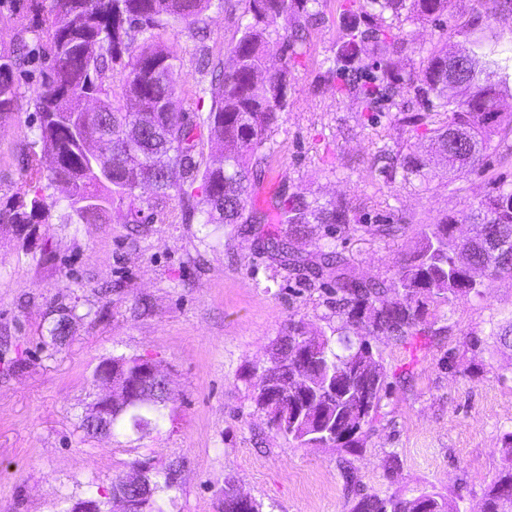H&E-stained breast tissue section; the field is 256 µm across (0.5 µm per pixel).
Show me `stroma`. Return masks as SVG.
<instances>
[{
    "label": "stroma",
    "mask_w": 512,
    "mask_h": 512,
    "mask_svg": "<svg viewBox=\"0 0 512 512\" xmlns=\"http://www.w3.org/2000/svg\"><path fill=\"white\" fill-rule=\"evenodd\" d=\"M344 4L323 0L249 207L272 210L294 185L323 199L345 197L370 222L407 211L427 224L468 210L494 180L512 181V166L491 150L482 165L450 183L436 179L426 192L381 172L378 155H421L429 141L403 127L397 112H358L328 82L325 62L338 48ZM483 10L482 0H454L443 23L405 32L425 49L453 45L458 28ZM237 25V16L214 7L205 14V43L181 25L160 32L178 53L185 110L196 108L201 46L211 59H226ZM31 123L27 109L0 119V205L20 180L21 149L35 138ZM138 194L152 205L153 222L128 223L120 208L108 224H71L60 204L28 239L0 232V512H65L70 500L109 487L138 460L176 470L166 512H224L228 479L263 512H347L345 460L366 491L407 497L426 490L460 498L462 512H481L512 432V349L488 337L491 319L512 308L511 279L492 282L484 299L440 306L443 335L371 337L390 386L362 448L300 447L255 412L245 380L289 321L329 327L326 291L262 252L263 241L285 235L287 225L186 224L176 194ZM326 244L359 276L389 280L410 238L318 225L294 247L306 254ZM65 305L77 317L57 345L47 328ZM475 336L482 343L474 348ZM114 355L153 359L173 398L158 429L89 438L80 420L97 392L94 370ZM390 452L401 460L391 474L382 467Z\"/></svg>",
    "instance_id": "stroma-1"
}]
</instances>
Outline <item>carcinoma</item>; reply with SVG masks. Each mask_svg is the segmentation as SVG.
I'll return each mask as SVG.
<instances>
[{
	"mask_svg": "<svg viewBox=\"0 0 512 512\" xmlns=\"http://www.w3.org/2000/svg\"><path fill=\"white\" fill-rule=\"evenodd\" d=\"M453 0H346L350 19L327 78L336 93L359 112L397 108L398 121L429 137L431 155L418 157L398 150L385 155L387 172L413 189L426 190L438 176L435 161L454 175L473 168L491 147L512 161V111L502 101L512 98V55L502 49L503 34L482 15L458 30L457 47L467 52L455 85L448 86L454 52L436 45L427 64L400 66L406 54L422 53L402 33L407 24L429 23L448 14ZM213 0H52L46 18L33 29L51 61L40 87L33 90L37 141L22 157L20 186L0 207V224H44L58 200L43 194L42 181L69 187L67 208L80 224H107L112 210L125 205L134 224L150 223L153 214L138 204L136 190L148 185L162 195L173 190L184 203L186 224H263L267 215L247 209L248 189L265 173L267 142L288 107L292 62L301 54L306 26L321 14V0H218L226 12L239 13L237 38L220 70L196 86L198 101L210 99L205 118L196 122L182 107L178 93L177 51L156 41L157 32L174 25L189 28L203 21ZM292 23L288 35L278 20ZM28 55L0 41V119L19 111L17 74ZM433 103L446 121L432 127L433 113L406 108L405 97ZM96 101V119H83L85 101ZM220 151L205 164L196 159L201 132ZM41 143V152L34 150ZM276 220L288 235L263 242L269 257L304 281L323 278L336 269L331 333L314 334L302 321L272 345L269 361L254 366L252 400L267 417L284 424L277 432L300 445L330 443L354 450L363 428L375 420L387 395L386 370L367 340L369 336H440L427 320L429 306L455 305L482 297L489 282L512 278V183L499 182L484 200L470 207L463 220L480 224L476 236L454 233L457 220L421 224L415 247L401 263L391 284L356 276L334 249L301 254L292 242L311 225L345 227L360 223L342 200H321L297 188L276 202ZM508 244L498 255L486 246L489 235ZM48 329L55 343L70 336L72 310L60 308ZM364 325L366 335L356 336ZM316 358L304 361L294 351L304 337ZM489 337L512 347V310L491 322ZM115 388L138 378L141 358L112 357ZM150 403L134 402L112 419V427L133 434L158 426L171 397L156 386ZM503 466L485 494L481 512H506L512 505V433L504 437ZM349 512H461L459 503L420 491L410 497L367 492L357 484L354 468L343 466ZM153 501L174 486L171 473L149 477Z\"/></svg>",
	"mask_w": 512,
	"mask_h": 512,
	"instance_id": "carcinoma-1",
	"label": "carcinoma"
}]
</instances>
